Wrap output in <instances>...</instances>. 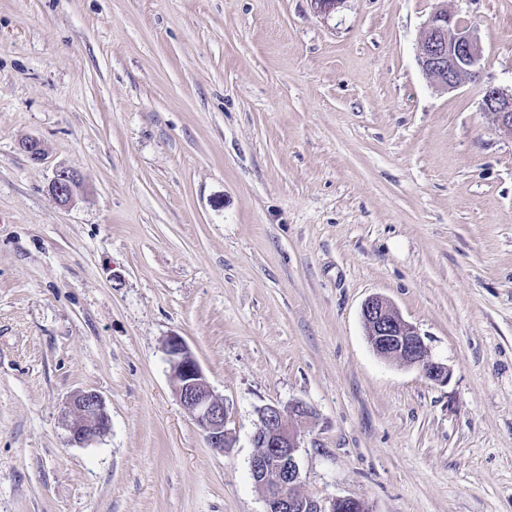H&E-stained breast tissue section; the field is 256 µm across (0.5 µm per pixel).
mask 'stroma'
Instances as JSON below:
<instances>
[{
    "mask_svg": "<svg viewBox=\"0 0 512 512\" xmlns=\"http://www.w3.org/2000/svg\"><path fill=\"white\" fill-rule=\"evenodd\" d=\"M442 6L484 48L455 91L418 63ZM489 85L512 86V0H0V512H265L257 411L297 403L321 504L512 512V135ZM375 295L447 382L373 352ZM173 334L227 451L176 400ZM82 391L111 427L78 446ZM482 109L493 115L496 124L512 135V87H486L482 98ZM80 180V175L74 169L60 168L50 182L49 191L61 206H68L74 200ZM177 401L192 415L208 445L226 451L231 448L229 416L223 397L211 388L202 368L181 336H169L164 344Z\"/></svg>",
    "mask_w": 512,
    "mask_h": 512,
    "instance_id": "1",
    "label": "stroma"
}]
</instances>
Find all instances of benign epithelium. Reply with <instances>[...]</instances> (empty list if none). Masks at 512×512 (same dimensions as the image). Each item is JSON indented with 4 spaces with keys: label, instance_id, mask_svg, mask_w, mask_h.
Masks as SVG:
<instances>
[{
    "label": "benign epithelium",
    "instance_id": "7a95c632",
    "mask_svg": "<svg viewBox=\"0 0 512 512\" xmlns=\"http://www.w3.org/2000/svg\"><path fill=\"white\" fill-rule=\"evenodd\" d=\"M483 47L477 36L448 10L439 8L424 24L419 41L418 60L424 73L436 86L458 89L479 76ZM483 111L493 115L496 124L512 134V90L487 87L482 98ZM28 158L38 163L44 156L43 145L36 138L21 144ZM80 185V175L71 168L56 170L49 191L62 206L70 205ZM362 319L368 343L379 357L398 360L417 367L434 382L448 381L449 371L433 361L428 347L415 326L406 321L384 297L373 296L362 307ZM164 350L175 382L177 401L192 415L208 445L219 450L231 447L229 416L224 398L211 388L202 368L182 337L167 338ZM75 418L69 425L70 440L83 445L104 435L110 428V416L104 400L95 392H81L71 400ZM291 418L276 405L259 410L257 430L253 435L256 453L250 462L253 482L263 492L266 512H336L345 498H335L330 510L303 494L285 492V487L300 485L296 453L300 448L298 425L311 418L302 404L290 410Z\"/></svg>",
    "mask_w": 512,
    "mask_h": 512
}]
</instances>
